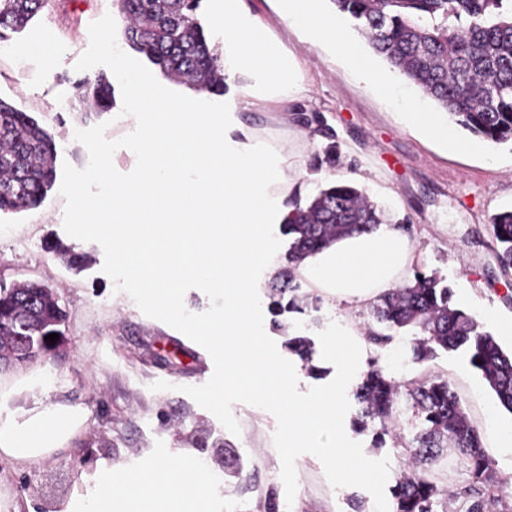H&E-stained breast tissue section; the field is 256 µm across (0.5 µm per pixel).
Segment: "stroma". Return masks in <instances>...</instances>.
<instances>
[{
    "label": "stroma",
    "instance_id": "obj_1",
    "mask_svg": "<svg viewBox=\"0 0 512 512\" xmlns=\"http://www.w3.org/2000/svg\"><path fill=\"white\" fill-rule=\"evenodd\" d=\"M241 6L267 24L300 64V89L286 104L287 126L276 124L271 105L235 115L241 128L287 145L293 166L291 200L307 202L320 189L339 183L364 189L383 211L380 231L397 224L412 227L406 276L418 270L436 275L451 288L457 305L512 351V340L502 335L512 322V304L505 301L512 288L491 279L496 263L490 230L492 215L512 209V148L492 145L453 123L448 142L423 132L406 113L436 112L435 103L375 55L349 23L341 25L345 39L396 85L395 96H384L362 79L342 48L285 22L276 0H242ZM107 14L122 22L117 0H48L12 36L13 54L0 58V98L47 129L56 144L54 166L59 170L67 164L82 168L89 161L74 133L91 126L80 117L89 104L82 101L79 84L95 72L76 70L75 64L89 46L90 24ZM64 206L55 187L37 209L0 214V285L46 284L67 314L64 350L0 376V420L20 417L43 396L85 409L88 419L70 448L46 464L18 468L0 463L1 487L18 501L30 502L36 512H53L81 473L101 465L146 471L158 459L199 448L221 476L206 504L208 512H265L270 490L278 503H290V512H375L368 491L333 487L311 454L297 458V492L287 500L274 445L275 417L234 404L240 425L235 435L186 394V387L209 380V353L178 330L145 316L129 295L115 292L102 271V247L64 231ZM55 240L88 253L90 265L78 273L67 268L47 250ZM299 293L306 301L304 311L277 316L268 335L282 352L290 338L310 341V363H294L300 391L335 376L318 338L329 322L355 326L362 334L370 329L388 334L386 346H369V357L383 363L396 358L402 383L433 375L447 378L490 449L505 487L512 488V444L504 440L512 431V414L497 405L465 350L439 349L431 360L416 363L412 330L377 322L372 304L340 301L306 282ZM160 380L168 382V390H154ZM379 428V421L370 420L363 429L349 424L345 431L362 444L367 457L388 459L390 475H397L406 461L403 443L412 438L418 422L411 411H403L395 436L381 446L374 442ZM434 471L446 491L436 512H464L451 492L468 477L465 460L445 449Z\"/></svg>",
    "mask_w": 512,
    "mask_h": 512
}]
</instances>
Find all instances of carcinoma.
<instances>
[{
    "label": "carcinoma",
    "instance_id": "obj_1",
    "mask_svg": "<svg viewBox=\"0 0 512 512\" xmlns=\"http://www.w3.org/2000/svg\"><path fill=\"white\" fill-rule=\"evenodd\" d=\"M46 0H0V40L25 29ZM335 13L358 31L388 65L435 101L448 118L491 144H512V0H331ZM124 35L162 73L176 75L199 91L224 95V62L210 50L196 20L200 0H120ZM96 114L110 111L114 90L100 74L82 83ZM55 144L32 116L0 99V213L37 208L56 180ZM377 207L350 184L322 189L305 207L295 206L283 231L292 237L289 266L270 282V308L277 315L300 313L295 294L296 268L306 256L334 240L377 229ZM498 276L512 278V210L495 215L491 224ZM49 249L75 271L89 256L59 244ZM44 284L0 285V345L24 343L35 350L53 349L46 336L59 333L66 312L51 297H40ZM292 296L284 299L285 293ZM378 322L416 330L418 363L441 347L465 348L497 404L512 414V353L505 352L475 317L460 309L450 288L433 275L415 271L412 279L385 293L374 308ZM288 349L310 360L309 341L296 337ZM363 416L379 420L377 442L391 434L398 401L419 420L412 440L403 444L421 464L438 461L451 447L466 460L470 481L456 497L466 512H512V500L448 380L440 376L412 381L405 390L378 361L355 392ZM395 512H435L444 490L427 470L396 477L391 487Z\"/></svg>",
    "mask_w": 512,
    "mask_h": 512
}]
</instances>
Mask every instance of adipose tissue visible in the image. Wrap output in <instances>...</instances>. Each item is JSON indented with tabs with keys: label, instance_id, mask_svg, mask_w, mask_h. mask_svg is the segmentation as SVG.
I'll use <instances>...</instances> for the list:
<instances>
[{
	"label": "adipose tissue",
	"instance_id": "1",
	"mask_svg": "<svg viewBox=\"0 0 512 512\" xmlns=\"http://www.w3.org/2000/svg\"><path fill=\"white\" fill-rule=\"evenodd\" d=\"M321 0H278L284 20L308 33L335 40L334 19ZM409 239L399 231L363 233L305 258L299 271L316 290L363 303L403 282ZM84 422L78 410L59 402H38L24 420L0 421V460L19 467L42 464L65 451ZM217 476L194 455L153 465L147 472L104 467L89 493L73 492L56 512H203Z\"/></svg>",
	"mask_w": 512,
	"mask_h": 512
}]
</instances>
